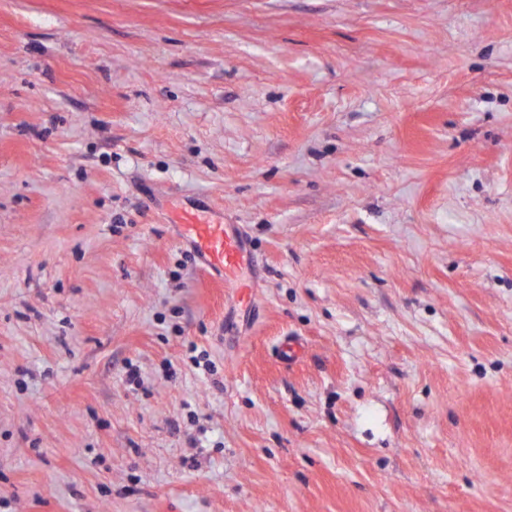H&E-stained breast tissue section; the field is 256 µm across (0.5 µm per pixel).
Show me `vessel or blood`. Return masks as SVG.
I'll return each instance as SVG.
<instances>
[{
    "mask_svg": "<svg viewBox=\"0 0 512 512\" xmlns=\"http://www.w3.org/2000/svg\"><path fill=\"white\" fill-rule=\"evenodd\" d=\"M178 229L182 240L223 280L225 287H238L239 272L251 260L243 234L227 225L200 219L193 210L185 211Z\"/></svg>",
    "mask_w": 512,
    "mask_h": 512,
    "instance_id": "1",
    "label": "vessel or blood"
}]
</instances>
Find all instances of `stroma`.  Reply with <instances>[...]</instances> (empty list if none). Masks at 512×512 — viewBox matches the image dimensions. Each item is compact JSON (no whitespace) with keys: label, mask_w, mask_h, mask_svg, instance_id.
Segmentation results:
<instances>
[{"label":"stroma","mask_w":512,"mask_h":512,"mask_svg":"<svg viewBox=\"0 0 512 512\" xmlns=\"http://www.w3.org/2000/svg\"><path fill=\"white\" fill-rule=\"evenodd\" d=\"M0 512H512V0H0ZM176 225L181 239L223 280L225 288H252L239 283V271L251 260L243 234L231 230L227 224L202 220L193 210L184 211L181 224Z\"/></svg>","instance_id":"stroma-1"}]
</instances>
